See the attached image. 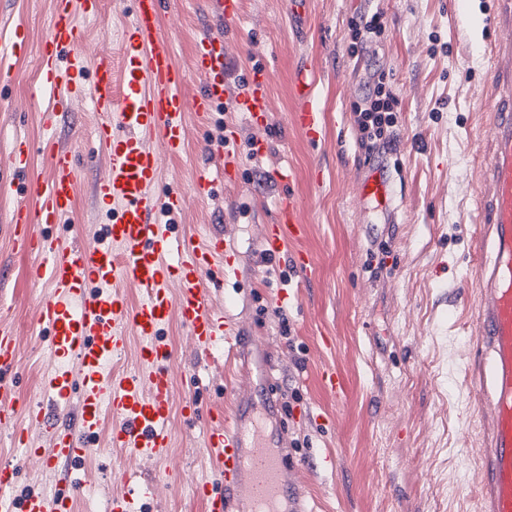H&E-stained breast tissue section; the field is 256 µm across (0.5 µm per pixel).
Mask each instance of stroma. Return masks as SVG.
Here are the masks:
<instances>
[{
    "label": "stroma",
    "instance_id": "obj_1",
    "mask_svg": "<svg viewBox=\"0 0 512 512\" xmlns=\"http://www.w3.org/2000/svg\"><path fill=\"white\" fill-rule=\"evenodd\" d=\"M280 2L243 0L239 21L227 22L210 12L207 0H182L162 18L183 68L192 64L196 40L220 30L242 42L227 62L230 86L241 84L257 65L271 70L269 126L243 122L230 97L226 111H213L204 128L191 129L181 157L163 159L166 183L187 181L200 167L218 168L220 159L204 143L216 137L220 121L236 124L240 141L252 138L266 146L262 178L244 173L238 183L218 186L213 197L190 198L176 230L233 236L241 266L255 270L239 300L246 333L269 340L264 362L252 365L253 379L262 383L267 363L279 393L299 394L280 413L281 432L290 473L317 512H479L480 422L466 384V357L480 262L471 215L488 160L487 0H309L298 21ZM370 7L382 13L385 32L351 53L349 21ZM52 8L53 0H0V31L17 21L30 31L29 53L6 91L17 108L0 111V150L14 134L34 140L42 135L29 97ZM128 8L127 0H102L99 17L79 18L87 49L119 54ZM310 58L318 64L315 98L325 118L324 137L315 144L290 121L293 76ZM376 69L399 100L398 127L393 141L370 157L357 142L354 107ZM96 120L89 103L76 104L54 137L83 153L81 135ZM287 164L296 171L291 191L307 225L299 246L315 261V273L305 281L284 262L269 274L257 269V228L271 219L282 192L271 173ZM103 166L100 158L82 162L71 221L59 230L65 241H82L101 228L92 186ZM372 168L394 178L396 209L387 223L360 198V183ZM11 205V199H0V317L19 337L17 377L22 398L29 399L37 396L49 362L33 321L47 287L34 285L33 259L15 252L4 231ZM280 286L300 288L301 301L279 316L269 294ZM284 321L291 329L286 336L280 332ZM166 338L174 355L175 405L189 398L206 404L231 389L233 372L223 357L197 359L178 321L167 326ZM327 366L342 378L340 394L326 392L319 382ZM170 431L168 469L109 447L102 435L73 474L96 488L104 503L113 472L144 483L164 477L168 485L157 512H204L188 490L216 476L204 431L188 426L178 412ZM327 454L333 469H309V461Z\"/></svg>",
    "mask_w": 512,
    "mask_h": 512
}]
</instances>
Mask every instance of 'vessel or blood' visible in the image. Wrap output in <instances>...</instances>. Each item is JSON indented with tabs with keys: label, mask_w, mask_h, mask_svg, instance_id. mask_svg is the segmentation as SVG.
Instances as JSON below:
<instances>
[{
	"label": "vessel or blood",
	"mask_w": 512,
	"mask_h": 512,
	"mask_svg": "<svg viewBox=\"0 0 512 512\" xmlns=\"http://www.w3.org/2000/svg\"><path fill=\"white\" fill-rule=\"evenodd\" d=\"M130 25L121 57L92 53L81 44L78 17H97L100 0H54L50 29L39 53L37 93L50 96L39 109L43 135L34 141L14 135L0 165V195L31 194L33 204L14 205L10 234L15 249L33 255L35 283L50 291L36 306L34 322L47 337L51 364L41 392L29 402L25 433L15 434L18 378L13 327L0 322V433L9 435L25 457H39L58 479L51 491L20 496V469L0 462V512H74L80 484L67 465L80 461L97 438L104 415H112L108 442L140 459L167 466L173 398L172 348L163 330L179 316L198 356L223 348L232 358L265 354L266 339L243 332L232 291L240 280L234 242L217 234L205 242L179 235L176 218L189 197L207 198L217 185L236 182L241 157L236 132H228L216 151L224 164L196 171L189 183H161L160 157L179 156L185 147L188 116L206 118L228 96L224 65L235 50L224 34L212 33L195 44L194 73L199 89L188 94V77L178 65L176 47L162 26L167 0H132ZM488 34L491 119L487 140L491 160L479 174L477 251H490L476 271L474 332L470 345L469 386L480 415L482 445L478 496L481 512H512V0H489ZM28 33L15 26L0 38V87L11 82L13 66L27 52ZM269 67L255 68L248 90L237 100L244 119L265 124L269 118ZM314 64L297 71L292 89L298 102L292 124L310 143L323 135L314 102ZM98 113L88 133L105 153L106 164L95 192L106 222L92 238L66 243L57 229L68 221L80 181V162L58 145V119L80 99ZM47 154L45 178L30 176L35 153ZM364 201L391 212L392 181L380 169L360 184ZM305 225L292 194L273 203V220L262 225L267 259L289 255L296 272L308 278L314 261L296 249ZM137 303H130L129 293ZM138 340L136 367L109 371V362ZM77 405V425L59 415ZM184 415L205 429V445L216 462L218 481L201 480L194 494L206 512H313L295 499L288 484L282 440L267 430L279 405L272 393L255 396L237 385L228 405L185 402ZM109 512H143L151 485L115 479Z\"/></svg>",
	"instance_id": "vessel-or-blood-1"
}]
</instances>
